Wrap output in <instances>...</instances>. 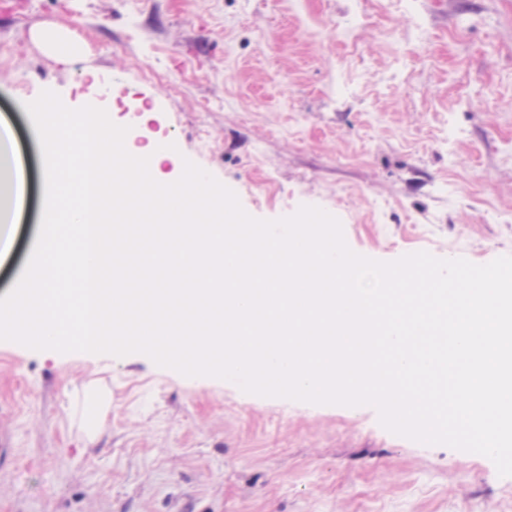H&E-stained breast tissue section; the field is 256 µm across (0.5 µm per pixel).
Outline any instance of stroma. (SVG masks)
I'll use <instances>...</instances> for the list:
<instances>
[{"mask_svg":"<svg viewBox=\"0 0 512 512\" xmlns=\"http://www.w3.org/2000/svg\"><path fill=\"white\" fill-rule=\"evenodd\" d=\"M48 23L80 60L33 44ZM46 90L165 146L160 182L191 160L252 217L320 207L379 261L512 256V0H0L13 174L43 168L18 105ZM43 198L21 207L0 297ZM0 512H512V476L395 435L368 405L0 341Z\"/></svg>","mask_w":512,"mask_h":512,"instance_id":"1","label":"stroma"}]
</instances>
